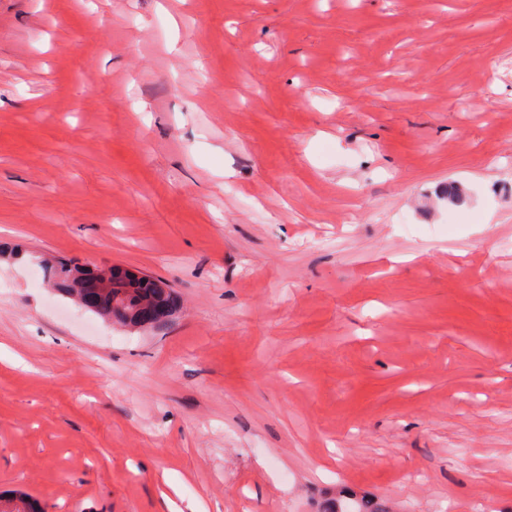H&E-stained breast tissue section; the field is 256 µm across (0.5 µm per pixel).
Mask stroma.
<instances>
[{
	"instance_id": "stroma-1",
	"label": "stroma",
	"mask_w": 512,
	"mask_h": 512,
	"mask_svg": "<svg viewBox=\"0 0 512 512\" xmlns=\"http://www.w3.org/2000/svg\"><path fill=\"white\" fill-rule=\"evenodd\" d=\"M167 473L512 512V0H0V495L161 512ZM79 285L84 295V304L87 307L95 311L108 310L112 312V316L98 314L93 312L95 315L104 319V317L115 318L123 323L131 324L135 320V316L129 318L126 312H116L112 308H116L117 300L120 302L126 311L132 310L133 306L139 298H154V302L157 306L159 313L164 315V312L171 308V295L167 293H159L156 288H153V279L143 275L138 281L137 290L135 297L131 299V305H125L123 299L113 296L114 292H121L122 288H115L112 281H110V275L103 276L100 272L92 269L91 273L81 272L78 273Z\"/></svg>"
}]
</instances>
